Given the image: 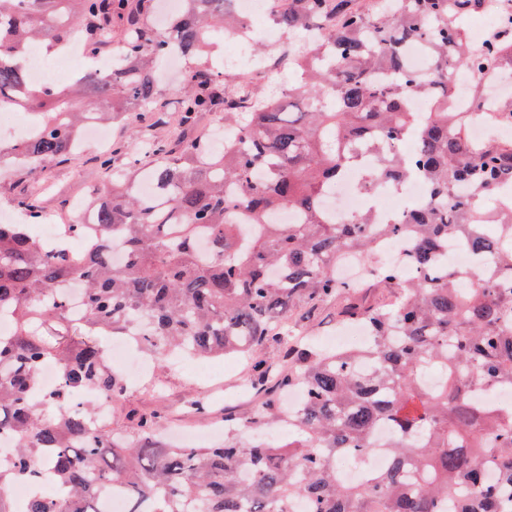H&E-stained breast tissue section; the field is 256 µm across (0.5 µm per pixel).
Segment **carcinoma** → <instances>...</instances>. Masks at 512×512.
Returning <instances> with one entry per match:
<instances>
[{"instance_id": "carcinoma-1", "label": "carcinoma", "mask_w": 512, "mask_h": 512, "mask_svg": "<svg viewBox=\"0 0 512 512\" xmlns=\"http://www.w3.org/2000/svg\"><path fill=\"white\" fill-rule=\"evenodd\" d=\"M161 31L141 23L153 0H0V110L30 114L34 134L0 145V171L46 176L78 146L81 125L143 112L158 96L155 65L174 54L192 59L180 127L201 112H224L232 130L214 152L198 138L144 144L155 161L141 170L131 144L122 166L101 158L112 179L90 200L89 224H74L84 250L61 241L48 249L30 225L42 208L26 195L27 223H0V434L15 452L0 456V512L11 487H34L29 512H102V494L123 492L128 512H289L304 498L310 512H502L512 498V407L488 405L476 388L512 387V137L471 139L473 124L512 121V96L495 111L454 101L452 76L477 67L512 71V15L484 42L467 20L495 12L499 0H399L397 12L369 0H272V23L289 37L321 28L327 39L296 48L297 80L269 95L239 91L240 75L220 76L201 62L203 31L238 30L226 0H183ZM120 28L124 53L112 72L90 64L67 84L32 83L34 43L62 49L78 32L95 58ZM426 54L431 76L409 66L404 45ZM429 109L413 111L416 96ZM356 171L364 192L423 181L431 197L399 221L372 210L336 222L323 205L336 182ZM157 187L146 197L142 178ZM289 209L299 222L279 224ZM380 237L406 243L404 278L389 264L372 278L398 289L392 303H370L336 276L347 249L368 259ZM467 246L472 270L444 263L448 241ZM77 282L84 314L68 311L60 285ZM339 301L338 316L363 325L361 351L306 347L282 322ZM56 322L64 326L48 331ZM126 336L165 361L252 357L254 412L224 414V444L171 448L158 437L157 412L114 428L90 421L73 403L94 390L121 400L97 333ZM59 366L57 385L36 392L42 368ZM439 369L428 387L423 374ZM302 392L301 408L282 417L283 400ZM275 423L282 446L244 435ZM394 426L389 466L356 483L337 476L338 461L374 448L377 429Z\"/></svg>"}]
</instances>
